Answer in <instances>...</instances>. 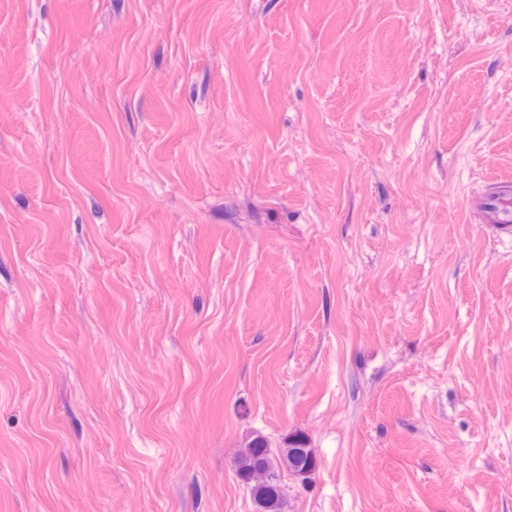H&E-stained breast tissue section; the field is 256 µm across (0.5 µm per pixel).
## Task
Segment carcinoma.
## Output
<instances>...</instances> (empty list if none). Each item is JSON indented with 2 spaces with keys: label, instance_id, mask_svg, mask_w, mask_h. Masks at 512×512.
Wrapping results in <instances>:
<instances>
[{
  "label": "carcinoma",
  "instance_id": "1",
  "mask_svg": "<svg viewBox=\"0 0 512 512\" xmlns=\"http://www.w3.org/2000/svg\"><path fill=\"white\" fill-rule=\"evenodd\" d=\"M238 477L249 485L259 512H285L286 496L280 485V472L307 475L316 468L312 449L305 441L294 437L278 453H273L267 441L257 436L234 458Z\"/></svg>",
  "mask_w": 512,
  "mask_h": 512
}]
</instances>
